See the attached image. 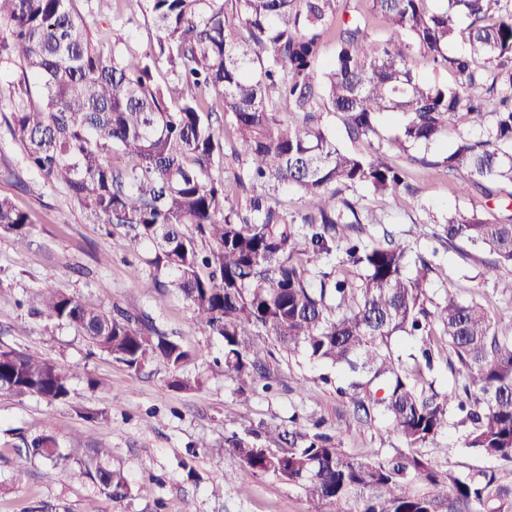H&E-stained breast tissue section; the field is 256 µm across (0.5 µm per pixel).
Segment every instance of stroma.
Instances as JSON below:
<instances>
[{"mask_svg":"<svg viewBox=\"0 0 512 512\" xmlns=\"http://www.w3.org/2000/svg\"><path fill=\"white\" fill-rule=\"evenodd\" d=\"M78 6L92 15V37L103 54L111 53L117 27L127 35L128 53H143L155 41L136 0H79ZM409 181L413 194L370 195L366 202L411 259L431 264L430 297L440 300L450 290L484 304L491 315L512 311V295L499 288L512 279V267L486 275L483 251L460 241L448 244L441 225L429 221L457 208L485 209V199L459 194L457 179L441 170L411 166ZM0 196L32 219L27 249L0 233V348L26 349L74 369L68 402L0 395V512H83L91 499L100 512H183L188 505L194 512H314L288 482L245 472L225 451V438L263 424L285 428L298 415L338 428L343 448L355 455L403 447L402 439L384 433L382 420L359 419L323 382L322 366L274 341L268 347L277 390L239 395L236 382L211 369L223 353L222 339L197 325L180 296L157 303L148 251L116 248L112 226L92 223L64 186L32 173L1 122ZM135 266L141 270L137 278L131 275ZM46 286L147 315L193 353V363L175 372L156 360L136 370L113 361L72 328L29 313L24 300ZM177 378L192 379V387H174ZM91 411L106 417L90 420ZM44 432L66 450L100 449L124 470L128 497L114 503L99 496L75 467L46 478V463L25 455L26 439Z\"/></svg>","mask_w":512,"mask_h":512,"instance_id":"35a3bbf8","label":"stroma"}]
</instances>
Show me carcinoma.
Segmentation results:
<instances>
[{
	"instance_id": "1",
	"label": "carcinoma",
	"mask_w": 512,
	"mask_h": 512,
	"mask_svg": "<svg viewBox=\"0 0 512 512\" xmlns=\"http://www.w3.org/2000/svg\"><path fill=\"white\" fill-rule=\"evenodd\" d=\"M77 2L0 0V66L15 75L4 120L30 170L65 186L90 221L129 227L116 245L150 251L157 300L179 295L199 327L223 339L215 366L240 394L277 381L271 351L255 341L267 336L346 370L336 392L407 444L358 458L295 416L287 432L264 431L286 447L230 440L243 468L296 485L315 512H512V336L496 334L476 301H432L429 264L408 273L407 250L386 230L372 235L383 220L358 194L413 192L409 164L461 175V194L500 204L497 185L512 183V0H137L156 41L133 55L116 33L110 57ZM375 14L404 38H376ZM457 41L467 49L451 51ZM417 56L452 81L420 76ZM160 62L174 87L155 83ZM384 112L402 116L391 140L400 163L373 143ZM334 119L352 148L336 144ZM449 136L446 152L410 153ZM290 191L305 208L288 209ZM442 223L449 241L491 256L486 273L512 266L509 209L494 221L456 210ZM30 226L0 196V231L27 247ZM30 304L130 369L191 360L117 306L53 287ZM397 336L420 339L413 364L394 355ZM444 346L454 355L453 423L448 400L428 386ZM72 377L50 359L0 349L1 393L63 402ZM450 424L494 465L457 471L423 452ZM27 454L49 462V477L73 460L49 434ZM78 465L110 501L127 497L112 462L95 455Z\"/></svg>"
}]
</instances>
